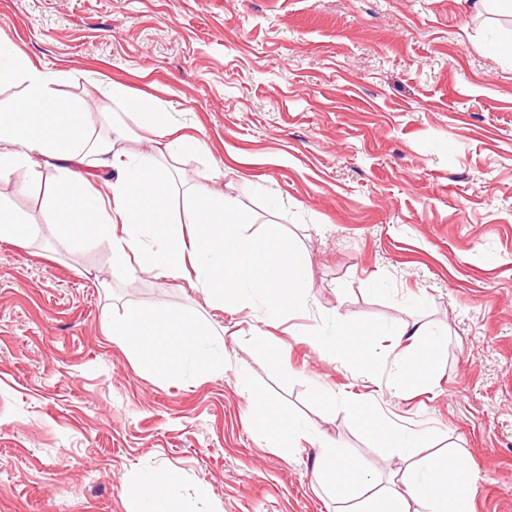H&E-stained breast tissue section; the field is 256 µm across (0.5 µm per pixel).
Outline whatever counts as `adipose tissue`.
<instances>
[{
  "instance_id": "adipose-tissue-1",
  "label": "adipose tissue",
  "mask_w": 512,
  "mask_h": 512,
  "mask_svg": "<svg viewBox=\"0 0 512 512\" xmlns=\"http://www.w3.org/2000/svg\"><path fill=\"white\" fill-rule=\"evenodd\" d=\"M21 72L27 76L23 102L0 110V179L15 165L36 157L68 163V178L54 189L56 220L49 227L58 251L103 240L112 250L113 267L133 268L158 279L191 277L192 287L207 291L225 306L246 307L249 289L263 295L275 313L308 303L304 267L293 259L286 241L243 235L240 212L223 194L201 187L190 190L188 225L176 224L168 209L172 182L153 155L127 161L111 141H90L92 114L58 100L51 92L54 74L19 54L0 64V84ZM126 105L135 111L142 131L163 139L168 155L178 153L183 138L174 132L171 112L134 99ZM98 169L120 173L103 192L94 175ZM107 329L113 342L135 355L140 369L159 377L177 374L187 365L210 375L224 364L209 327L158 309L113 316ZM376 332L368 325L345 329L325 339L324 349L340 361L356 363ZM248 399L256 422L271 435L275 448L291 456L302 437L297 423L260 394L249 393ZM315 475L322 488L345 502L367 483L361 466L327 444L320 447ZM474 482L473 468L459 456L411 460L396 472L394 487L375 498L370 512H411L415 504L424 512H473Z\"/></svg>"
}]
</instances>
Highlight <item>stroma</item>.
Wrapping results in <instances>:
<instances>
[{
  "label": "stroma",
  "instance_id": "stroma-1",
  "mask_svg": "<svg viewBox=\"0 0 512 512\" xmlns=\"http://www.w3.org/2000/svg\"><path fill=\"white\" fill-rule=\"evenodd\" d=\"M510 41L512 14L472 0H0V44L89 105L91 137L152 149L129 97L193 137L167 163L174 221L187 184L222 192L245 234L288 237L310 286L277 315L259 298L218 310L187 280L113 268L106 242L55 251L63 171L18 165L0 199L35 232L0 244V512H154L128 492L164 468L189 512H338L315 479L321 441L353 453L374 492L408 455L458 449L475 512H512ZM133 309L208 324L223 370L141 372L105 325ZM413 321L427 331L414 349L430 335L443 348L404 385L396 333ZM344 324L379 327L370 369L320 347ZM249 388L302 426L294 456L272 448ZM355 396L423 441L365 435L344 407Z\"/></svg>",
  "mask_w": 512,
  "mask_h": 512
}]
</instances>
